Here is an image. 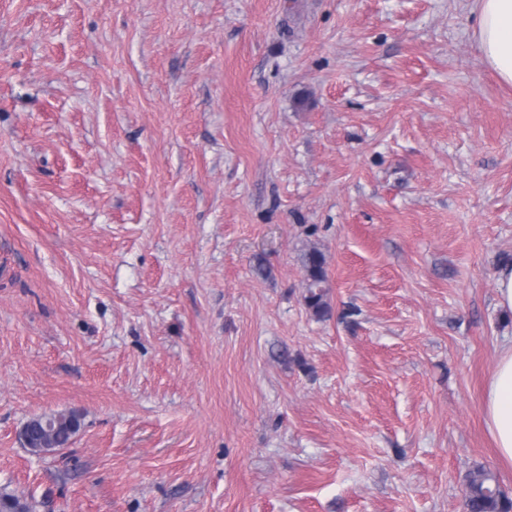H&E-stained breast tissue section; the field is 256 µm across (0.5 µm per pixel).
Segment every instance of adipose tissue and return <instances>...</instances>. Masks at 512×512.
Returning a JSON list of instances; mask_svg holds the SVG:
<instances>
[{"mask_svg":"<svg viewBox=\"0 0 512 512\" xmlns=\"http://www.w3.org/2000/svg\"><path fill=\"white\" fill-rule=\"evenodd\" d=\"M472 36L484 61L512 85V0H475ZM485 423L501 461L512 465V344L499 352L485 390Z\"/></svg>","mask_w":512,"mask_h":512,"instance_id":"obj_1","label":"adipose tissue"}]
</instances>
